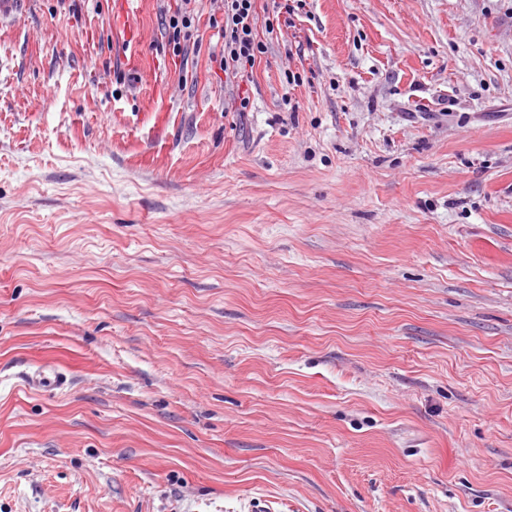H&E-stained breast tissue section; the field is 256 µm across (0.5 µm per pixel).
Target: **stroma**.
Listing matches in <instances>:
<instances>
[{
  "mask_svg": "<svg viewBox=\"0 0 512 512\" xmlns=\"http://www.w3.org/2000/svg\"><path fill=\"white\" fill-rule=\"evenodd\" d=\"M280 2L0 21V512H512V0ZM176 8L164 10V29L168 35V44L173 55L179 56L187 51V42L193 37L196 28L197 13L190 5L198 0H180ZM198 28H196L197 30ZM220 21L212 19L213 27H219L224 45L213 60L224 72L225 82H235L247 77V66L252 68L258 57L267 52V45L255 34L256 0H220ZM23 384L26 388L35 391H62L68 388L70 380L65 373L51 366H45L32 374H27Z\"/></svg>",
  "mask_w": 512,
  "mask_h": 512,
  "instance_id": "obj_1",
  "label": "stroma"
}]
</instances>
